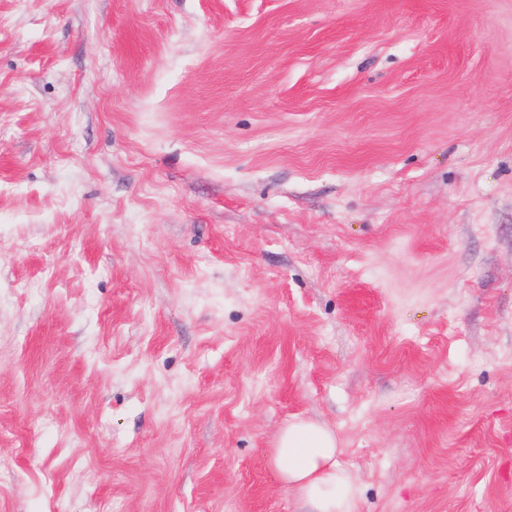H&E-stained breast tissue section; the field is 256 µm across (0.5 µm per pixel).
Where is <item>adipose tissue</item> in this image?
Returning <instances> with one entry per match:
<instances>
[{
  "label": "adipose tissue",
  "instance_id": "obj_1",
  "mask_svg": "<svg viewBox=\"0 0 512 512\" xmlns=\"http://www.w3.org/2000/svg\"><path fill=\"white\" fill-rule=\"evenodd\" d=\"M339 453L332 429L296 419L280 431L272 462L282 483L296 492L308 512H358L359 488L338 466Z\"/></svg>",
  "mask_w": 512,
  "mask_h": 512
}]
</instances>
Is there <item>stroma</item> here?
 I'll use <instances>...</instances> for the list:
<instances>
[{"mask_svg":"<svg viewBox=\"0 0 512 512\" xmlns=\"http://www.w3.org/2000/svg\"><path fill=\"white\" fill-rule=\"evenodd\" d=\"M512 512V0H0V512ZM340 452L336 433L319 423L295 419L280 431L272 462L306 512H358L359 488L337 465Z\"/></svg>","mask_w":512,"mask_h":512,"instance_id":"1","label":"stroma"}]
</instances>
